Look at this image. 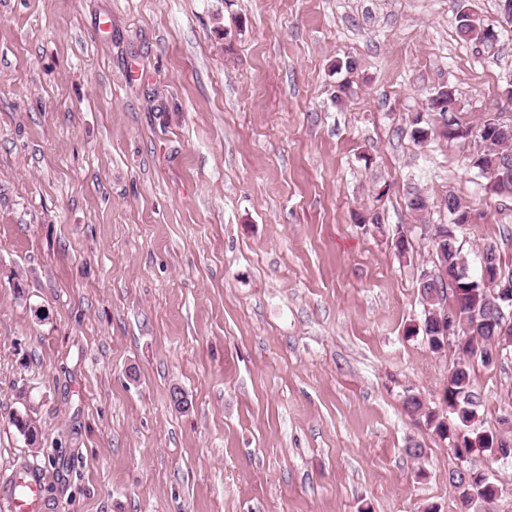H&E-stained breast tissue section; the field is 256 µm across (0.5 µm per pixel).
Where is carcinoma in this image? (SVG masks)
Listing matches in <instances>:
<instances>
[{"instance_id":"carcinoma-1","label":"carcinoma","mask_w":512,"mask_h":512,"mask_svg":"<svg viewBox=\"0 0 512 512\" xmlns=\"http://www.w3.org/2000/svg\"><path fill=\"white\" fill-rule=\"evenodd\" d=\"M458 36L467 41L485 43L488 36V25L478 17L468 5L459 3L456 12ZM457 102L456 90L448 87L437 91L428 99L425 112H418L410 122L411 136L417 142L425 141L427 131L431 129L429 117L441 116L448 112V102ZM495 166L499 169L512 168V123L502 126L497 145L487 147L479 160L471 163V167L481 170L483 167ZM443 208L448 213V223L438 224L433 229L431 244L435 260L438 264V273L431 284H418L421 298L428 301L431 308H442L443 301H448V312L455 313L459 318L466 320V330L462 335L483 336L485 338L497 336L512 337V320L498 321L491 310V291L482 286L476 277L460 282L465 289V302L458 303L457 298L447 294L448 273L468 263L462 252L458 240L450 239L456 233V227L468 223L472 211L470 202L454 193H448L443 199ZM418 330L422 332L430 349H435L443 339L438 324L434 319L423 316ZM483 347L475 348L472 345L457 347L455 360L448 374V383L444 387L442 401L448 405V414L452 415V424L443 422L444 416L431 412L429 407L419 396L409 394L403 401L407 414L425 418L427 425L442 438L455 442L456 453L471 451L470 440L484 432L483 422L478 409L481 406V397L473 382V363L484 361ZM12 425L18 432L30 431L39 433L36 422L26 412L12 415ZM490 443L483 453L489 461L496 459H512V437L509 435L498 440L497 432L489 431ZM448 483L457 492L461 512H474V508L490 509L492 500L497 497L499 486L493 478H489L480 468L468 467L461 473L455 469L448 471Z\"/></svg>"}]
</instances>
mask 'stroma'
<instances>
[{"mask_svg": "<svg viewBox=\"0 0 512 512\" xmlns=\"http://www.w3.org/2000/svg\"><path fill=\"white\" fill-rule=\"evenodd\" d=\"M466 2L495 41L455 0H0V504L34 467L41 512H459L402 400L454 362L411 332L448 193L512 274V197L410 134L443 86L474 125L512 97ZM473 379L498 430L512 354ZM457 5L456 21L458 36L467 41L486 43L489 34L496 35L492 30H488L491 24H485L465 3L459 1ZM493 27V26H492ZM490 27V28H492ZM494 28V27H493Z\"/></svg>", "mask_w": 512, "mask_h": 512, "instance_id": "obj_1", "label": "stroma"}]
</instances>
